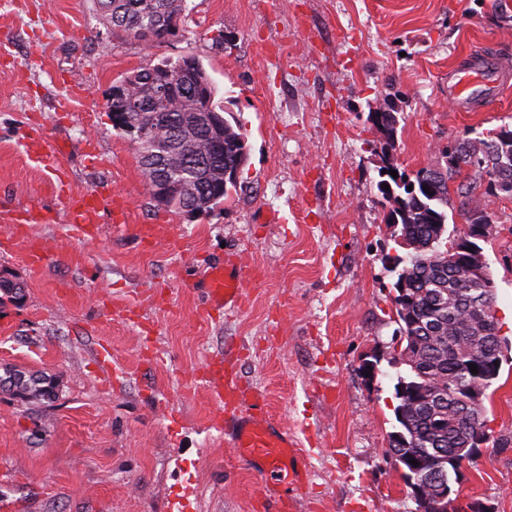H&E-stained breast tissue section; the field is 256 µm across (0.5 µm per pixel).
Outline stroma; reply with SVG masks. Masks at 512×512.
I'll list each match as a JSON object with an SVG mask.
<instances>
[{"label":"stroma","instance_id":"obj_1","mask_svg":"<svg viewBox=\"0 0 512 512\" xmlns=\"http://www.w3.org/2000/svg\"><path fill=\"white\" fill-rule=\"evenodd\" d=\"M280 2L187 0L179 33L149 45L93 0H0V275L24 287L21 302L0 298V368L57 385L41 404L0 386V512H251L261 480L225 450L193 381L230 349L307 450L298 512H415L387 453L401 249L367 115L403 92L395 159L409 171L441 164L450 139L512 125V19L497 0ZM183 55L249 146L236 189L196 218L156 206L106 104L129 72ZM467 67L481 75L451 100ZM106 184L131 199L124 227L104 210L95 238L72 234L63 194ZM489 211L503 362L484 404L502 444L454 489L512 512V198ZM137 224L166 226V242L146 247ZM44 241L32 266L26 248ZM228 253L249 275L246 302L209 316L194 285Z\"/></svg>","mask_w":512,"mask_h":512}]
</instances>
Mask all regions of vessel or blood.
Instances as JSON below:
<instances>
[{
    "label": "vessel or blood",
    "mask_w": 512,
    "mask_h": 512,
    "mask_svg": "<svg viewBox=\"0 0 512 512\" xmlns=\"http://www.w3.org/2000/svg\"><path fill=\"white\" fill-rule=\"evenodd\" d=\"M104 203L120 213L130 205L126 195L105 187L69 199L76 231L94 233ZM245 282L242 265L229 259L212 264L203 282L209 309L241 308L246 297ZM233 359V354H225L223 363L212 365L207 375L210 399L220 413L227 450L262 478V494L253 504L255 512H294L309 481L305 450L299 438L289 434L286 422L269 416L264 392L244 387L237 372L229 369Z\"/></svg>",
    "instance_id": "1"
}]
</instances>
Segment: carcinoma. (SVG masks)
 Listing matches in <instances>:
<instances>
[{
	"instance_id": "carcinoma-1",
	"label": "carcinoma",
	"mask_w": 512,
	"mask_h": 512,
	"mask_svg": "<svg viewBox=\"0 0 512 512\" xmlns=\"http://www.w3.org/2000/svg\"><path fill=\"white\" fill-rule=\"evenodd\" d=\"M96 5L103 20L124 24L129 34L150 31L152 45L167 41L170 24L181 26L187 17L186 0H96ZM398 102L399 95L388 97L373 119L382 135L380 149L387 159L384 170L398 173L395 179L378 171L376 187L382 202L389 205L387 223L395 227L398 246L410 247L396 256L401 269L399 280L393 284L397 289L400 279H405L407 302L396 301L395 313L406 344L399 356L403 370L397 373L394 386L398 400L395 411H403V419L397 420L403 441L389 444V451L416 457L424 474L457 480L459 474L453 470V463L472 460L479 449L477 441L494 444L496 440L489 436L482 408L474 411L469 423H460L448 390L464 381L465 367L484 355L499 328L494 318L483 316L468 304L467 269L455 261L458 249L463 247V235L447 233L448 210L454 208V193L465 220L477 212L490 220L488 205L481 203V198L512 196V188L493 191L498 177H512V128L502 125L475 138L454 140L451 146L455 163L443 169L422 167L409 173L392 161ZM156 108L165 120L151 125L150 141L138 147L145 185L152 186L158 177V153L164 152L181 177L224 183V191L216 192L209 208L223 203L236 188L237 175L248 158L243 127L227 120L222 129L199 128L180 140L178 129L195 112L194 102L172 98L158 101ZM217 139L224 140V157L211 161L212 141ZM465 167L484 174L483 197L475 195L476 187L471 184L456 182ZM453 182L456 187L452 190ZM385 184L390 190H383ZM426 185L427 192L423 190ZM0 382L29 403L55 397L56 384L45 376L28 377L20 370L7 368Z\"/></svg>"
}]
</instances>
